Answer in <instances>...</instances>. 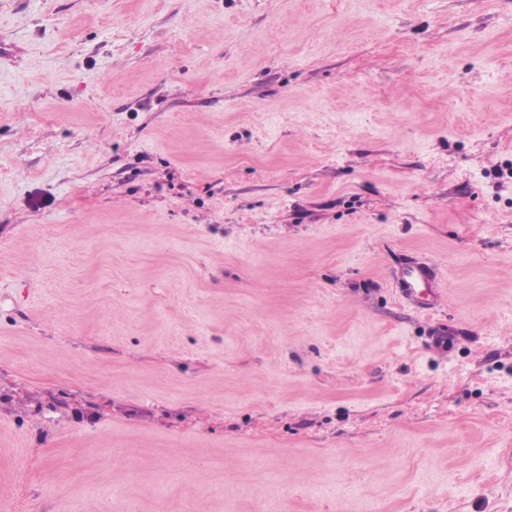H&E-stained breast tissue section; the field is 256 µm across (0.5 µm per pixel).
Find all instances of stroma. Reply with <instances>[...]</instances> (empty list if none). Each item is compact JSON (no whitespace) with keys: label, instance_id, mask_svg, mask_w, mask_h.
<instances>
[{"label":"stroma","instance_id":"stroma-1","mask_svg":"<svg viewBox=\"0 0 512 512\" xmlns=\"http://www.w3.org/2000/svg\"><path fill=\"white\" fill-rule=\"evenodd\" d=\"M0 47V512H512V0H0ZM437 268L431 262H414L401 272L399 283L403 296L410 302H417L422 287L432 285L437 279Z\"/></svg>","mask_w":512,"mask_h":512}]
</instances>
